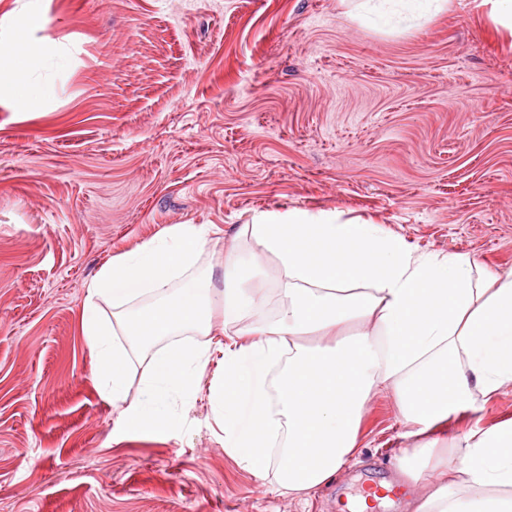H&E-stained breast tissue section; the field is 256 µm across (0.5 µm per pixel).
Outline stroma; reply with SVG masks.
I'll list each match as a JSON object with an SVG mask.
<instances>
[{"instance_id": "stroma-1", "label": "stroma", "mask_w": 512, "mask_h": 512, "mask_svg": "<svg viewBox=\"0 0 512 512\" xmlns=\"http://www.w3.org/2000/svg\"><path fill=\"white\" fill-rule=\"evenodd\" d=\"M483 0L370 23L350 0H0V44L35 18L28 74L0 96V512H349L408 446L372 399L360 453L288 494L224 449L205 396L165 439L120 430L80 329L111 255L177 224L218 228L182 287L224 286L228 250L275 308L253 213L360 218L430 255L512 273V43ZM512 421V385L443 435Z\"/></svg>"}]
</instances>
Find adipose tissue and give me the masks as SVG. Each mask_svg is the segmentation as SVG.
<instances>
[{
  "mask_svg": "<svg viewBox=\"0 0 512 512\" xmlns=\"http://www.w3.org/2000/svg\"><path fill=\"white\" fill-rule=\"evenodd\" d=\"M448 0H358L373 20L383 13L418 20ZM29 25L0 45V94L18 107L25 76L38 64ZM244 233L275 256L281 302L268 317L262 293L248 288L251 267L235 260L236 287L178 288L214 232L178 224L135 250L109 257L86 289L80 328L92 377L119 407V427L167 435L174 402L206 390L224 448L255 476L276 469L280 486L303 495L355 456L366 405L390 391L411 442L398 470L414 494L413 512H512V421L469 431L445 446L436 431L477 411L512 384V273L484 270L469 254L415 253L366 221L303 210L256 212ZM234 325L212 333V310ZM329 343L307 347L300 336ZM147 363L141 396L127 399L134 360ZM218 363L208 388L201 379Z\"/></svg>",
  "mask_w": 512,
  "mask_h": 512,
  "instance_id": "adipose-tissue-1",
  "label": "adipose tissue"
}]
</instances>
